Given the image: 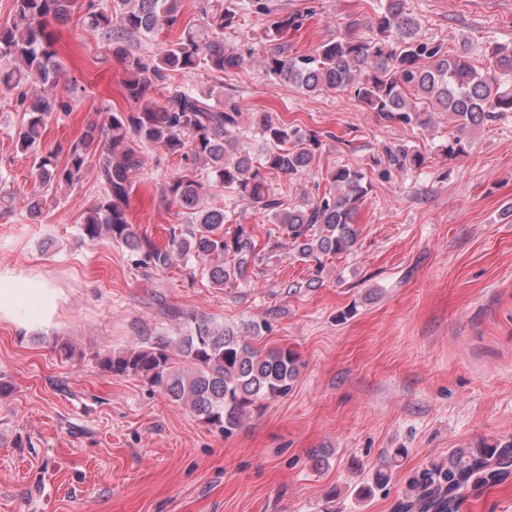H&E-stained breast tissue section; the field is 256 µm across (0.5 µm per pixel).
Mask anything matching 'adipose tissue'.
I'll return each mask as SVG.
<instances>
[{
  "label": "adipose tissue",
  "mask_w": 512,
  "mask_h": 512,
  "mask_svg": "<svg viewBox=\"0 0 512 512\" xmlns=\"http://www.w3.org/2000/svg\"><path fill=\"white\" fill-rule=\"evenodd\" d=\"M60 294L35 273L0 270V320L49 325L60 311Z\"/></svg>",
  "instance_id": "obj_1"
}]
</instances>
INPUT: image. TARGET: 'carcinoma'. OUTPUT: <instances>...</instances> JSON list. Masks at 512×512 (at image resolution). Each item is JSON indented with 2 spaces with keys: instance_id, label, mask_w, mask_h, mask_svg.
I'll use <instances>...</instances> for the list:
<instances>
[{
  "instance_id": "1",
  "label": "carcinoma",
  "mask_w": 512,
  "mask_h": 512,
  "mask_svg": "<svg viewBox=\"0 0 512 512\" xmlns=\"http://www.w3.org/2000/svg\"><path fill=\"white\" fill-rule=\"evenodd\" d=\"M182 0H87L83 21L121 57L126 78L127 112H111L102 132L92 126L73 142L64 162L60 150L41 151V141L52 113L60 108L55 97L45 94L26 112L16 146L34 154L39 188L27 194L31 219L42 215L46 193L54 185L73 187L83 178L88 159L97 158V180L103 195L87 208L80 234L90 242L106 233L116 242L143 255L155 268H167L178 259L186 266L207 262L201 274L216 286L243 277L259 258L253 230L237 224L224 229L229 216L221 209L199 207L209 187L218 184L233 200L244 202L270 216L295 257L322 268L328 256L350 253L357 243L359 206L369 194L371 178L361 169L338 166L327 175L329 188L314 191L298 204L285 207L272 187L280 174L308 176L322 141L299 125L272 112L254 113L253 126L261 135L260 154L251 152L240 134L242 104L223 99L213 91L174 89L160 104L149 95L155 82L173 73L199 68L216 75L244 62L242 55L224 49V30L237 25L238 12L224 0H205L201 21L184 20ZM76 0H14L16 21L0 27V92L19 91L39 83L52 87L63 69L57 38L48 30L50 20L65 21ZM303 18L280 15L266 30L269 42L265 72L276 80L296 85L306 95L326 90L354 92L364 107L388 122L427 127L431 110H444L456 134L448 140V155L465 153V134L478 126L492 125L512 113V43L497 44L489 66L476 68L467 51L450 54L438 42L422 36L421 24L405 11L404 0H382L372 35L356 34L353 20L346 33L320 44L310 55H292L279 42ZM176 33L160 54L146 59L123 45L126 34L153 35L162 28ZM179 155L207 170L206 178L176 177L165 184L169 203L192 211L186 224L170 228L167 244L157 246L140 235L128 219V199L134 178L143 165L145 146ZM384 161L377 174L420 169L426 158L403 142L383 146ZM176 349L183 366L172 361ZM99 365L117 375L140 377L160 389L171 401L183 404L205 424L230 436L258 402L284 396L298 373V358L288 348L263 350L232 328L205 317L189 319L188 333L156 342L138 341L122 354L98 357ZM512 469V441L489 448L459 451L448 467L426 469L409 480L397 512H459L470 484L496 482Z\"/></svg>"
}]
</instances>
